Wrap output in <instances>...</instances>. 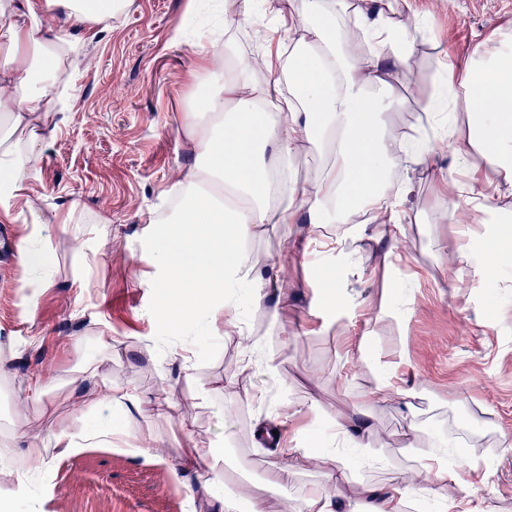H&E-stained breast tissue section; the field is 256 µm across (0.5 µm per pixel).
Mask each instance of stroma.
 <instances>
[{
  "label": "stroma",
  "instance_id": "stroma-1",
  "mask_svg": "<svg viewBox=\"0 0 512 512\" xmlns=\"http://www.w3.org/2000/svg\"><path fill=\"white\" fill-rule=\"evenodd\" d=\"M419 6L426 20L408 32L410 78L395 89L403 107L388 116L396 131L419 129L418 104L440 87L445 60L462 64L475 43L512 39V0H419ZM190 12V0H130L111 31L85 42L65 66L69 105L55 113L40 178L17 204L28 221L9 226L15 241L40 225L52 252L51 286L25 297V269L0 254V456L13 463L0 468V503L9 512H214L212 499L235 492L238 482L264 488L281 458L253 443L255 426L271 421L273 411L249 399L251 388H264L278 401L318 402L325 426L353 407L368 380L386 378L422 397L410 415L393 403L378 410L379 453L387 466L354 468L344 494L359 500L364 484L420 467L423 449L399 441L412 423L426 440H476L469 455L489 480L472 488L470 498L512 512V468L498 445L501 436L512 438V264L503 270L511 285L503 288L482 277L476 258L502 225L478 218L461 234L441 221L448 195L432 170L447 167L448 156L436 155L430 169L406 161L397 170L410 186L404 207L414 221L405 232L415 244L408 253L383 260L365 224H326L314 232L292 224L243 244L247 255L274 265L281 253L289 255L277 325H270L249 284L231 288L241 326L262 337L273 373L226 372V361L240 351L238 335L200 329L186 336L157 324L142 284L154 270L146 218L160 214L163 197L190 161L179 127L198 89L201 59L190 39L175 37ZM74 207L95 228L98 258L84 289L76 285L83 273L74 227L64 221ZM465 245L472 256L459 266L462 285L449 287L439 264ZM326 266L334 270L341 299L334 308L326 304L321 279ZM184 342L196 348L189 377L177 354ZM361 343L383 360L405 349L406 359L388 373L362 359ZM90 362L95 376L72 386L71 377ZM40 372L55 378L44 405L25 398L31 375ZM105 382L134 384L150 401L166 393L189 411L145 419L116 408L103 417L82 401ZM229 407L237 410L230 422L224 418ZM105 424L151 433L155 446L134 455L91 445L57 456L55 434ZM199 441L227 459L224 485H210L207 466L181 468L182 455ZM33 443L48 467L22 484L14 466ZM345 453L336 448L320 467L298 470L270 497L269 512L305 498Z\"/></svg>",
  "mask_w": 512,
  "mask_h": 512
}]
</instances>
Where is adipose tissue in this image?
I'll use <instances>...</instances> for the list:
<instances>
[{"label":"adipose tissue","mask_w":512,"mask_h":512,"mask_svg":"<svg viewBox=\"0 0 512 512\" xmlns=\"http://www.w3.org/2000/svg\"><path fill=\"white\" fill-rule=\"evenodd\" d=\"M224 0L225 15L258 28V43L248 57L210 51L208 30H199L203 50L205 98L192 99L181 128L195 155L174 185L180 198L154 238L155 271L144 282L154 296L158 322L166 328H191L203 319L211 331L234 333L239 319L226 289L248 283L255 300L279 293L285 267L272 268L244 255V241L270 229L307 218L312 227L349 224L357 212L378 219L386 253L404 251L408 239L399 228L398 208L408 183L393 177L400 154L428 166L450 154L457 170L479 177L490 172L497 195L512 194V40L490 47L476 43L464 68L451 69L436 95L422 105L435 117L433 138L396 137L386 124L401 106L394 85L409 79L413 46L405 26L385 9L386 0ZM128 0H0V215L19 222L15 204L39 177V161L54 133L55 104L47 93L29 89L34 67L57 79L68 57L86 41L111 30L113 17ZM352 11L362 40L342 32L340 12ZM466 135H458V121ZM333 155V162L307 182H298L293 164L305 148ZM19 263L30 288L49 284L46 241L29 234L18 240ZM97 412L120 405L145 417H167L176 409L168 398L145 402L132 384L102 385L88 394ZM417 393L381 382L366 388L351 414L331 420L328 445L355 449L362 465L381 463L373 421L389 402L410 406ZM316 405L288 401L277 405L272 424L253 433L256 447L281 444L282 458L268 483L284 489L301 465L321 459L305 447ZM144 453L150 437L125 427H107L54 437L58 455L91 443ZM440 451L430 447L421 468L395 474L387 484L367 486L364 510L341 496L351 474L338 464L328 486L314 491L290 512H405L416 493L437 500L439 512H495L477 508L468 497H451L449 485L467 489L484 483L479 466L464 459L440 466Z\"/></svg>","instance_id":"1"}]
</instances>
